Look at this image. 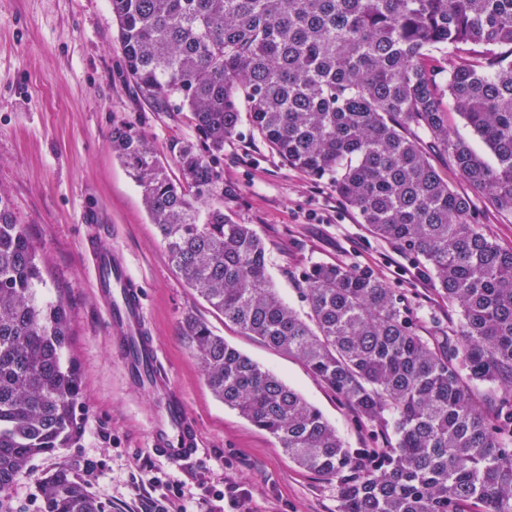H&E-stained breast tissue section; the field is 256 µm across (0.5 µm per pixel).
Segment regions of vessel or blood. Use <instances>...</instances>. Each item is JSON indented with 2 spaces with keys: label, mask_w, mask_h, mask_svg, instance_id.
<instances>
[{
  "label": "vessel or blood",
  "mask_w": 512,
  "mask_h": 512,
  "mask_svg": "<svg viewBox=\"0 0 512 512\" xmlns=\"http://www.w3.org/2000/svg\"><path fill=\"white\" fill-rule=\"evenodd\" d=\"M96 298L102 304L114 336V348L129 380L148 386L161 398L159 415L149 430L155 456L188 463L198 455V430L170 380L148 335L142 291L132 278L123 253L104 239L87 241Z\"/></svg>",
  "instance_id": "b4317fda"
}]
</instances>
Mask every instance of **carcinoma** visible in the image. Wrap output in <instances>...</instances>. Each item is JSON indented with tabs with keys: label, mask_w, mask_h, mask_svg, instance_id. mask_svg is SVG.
I'll use <instances>...</instances> for the list:
<instances>
[{
	"label": "carcinoma",
	"mask_w": 512,
	"mask_h": 512,
	"mask_svg": "<svg viewBox=\"0 0 512 512\" xmlns=\"http://www.w3.org/2000/svg\"><path fill=\"white\" fill-rule=\"evenodd\" d=\"M125 73L149 104L190 114L196 140L171 178L123 123L112 153L141 189L182 279L268 346L300 357L394 442L351 449L302 394L207 324L183 322L214 396L336 481L338 512H512V248L472 222V200L429 160L431 142L487 204L512 213V0H110ZM457 113L487 160L448 130ZM288 165L333 183L379 240L415 256L455 309L422 336L368 269L315 263L301 317L265 243L224 212L217 163L243 123ZM39 249L0 194V506L81 432L64 305L39 294ZM38 512H106L65 464Z\"/></svg>",
	"instance_id": "obj_1"
}]
</instances>
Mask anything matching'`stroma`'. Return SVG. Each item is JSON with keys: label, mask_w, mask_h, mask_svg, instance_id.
<instances>
[{"label": "stroma", "mask_w": 512, "mask_h": 512, "mask_svg": "<svg viewBox=\"0 0 512 512\" xmlns=\"http://www.w3.org/2000/svg\"><path fill=\"white\" fill-rule=\"evenodd\" d=\"M120 123L152 141L172 175L179 147L195 138L186 113L148 105L125 78L109 0H0V190L41 248L42 293L63 300L69 312L82 422L71 448L32 461L8 493V512H37L41 479L65 463L108 512H158L177 487L187 512H222L219 495L228 484L245 494L249 512H338L335 482L299 467L267 432L214 397L183 320L205 322L301 392L349 447H385L387 432L360 425L301 360L226 323L184 282L140 189L112 154V127ZM428 155L458 192L471 195L484 231L512 247V214L472 194L439 149L429 147ZM220 172L225 211L263 239L273 284L299 314L308 311L303 271L342 261L373 270L399 290L420 335L456 329L454 311L412 256L375 238L328 180L289 166L249 126L225 142ZM92 212L109 227V242L123 251L144 290L160 361L198 428L202 451L191 464L149 449L157 401L128 380L95 300L82 246Z\"/></svg>", "instance_id": "1"}]
</instances>
